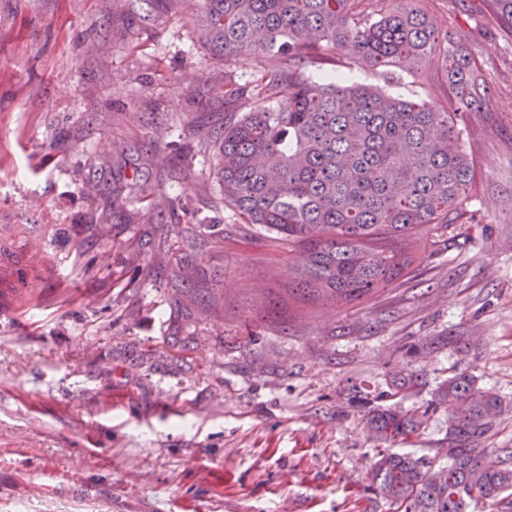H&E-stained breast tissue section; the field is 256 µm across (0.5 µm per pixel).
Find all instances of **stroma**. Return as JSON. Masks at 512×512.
<instances>
[{"mask_svg":"<svg viewBox=\"0 0 512 512\" xmlns=\"http://www.w3.org/2000/svg\"><path fill=\"white\" fill-rule=\"evenodd\" d=\"M482 64L496 100L465 118L475 161L471 214L452 238L397 283L360 305L295 293L299 251L212 210L220 185L210 165L171 182L204 217L196 279L219 304L183 318L171 273L153 268L148 213L97 240L85 182L112 183L99 152H137L154 140L184 151L182 127L207 111L194 88L223 75L252 82L268 59L224 60L200 42L171 0L140 14L130 0H0V229L43 242L56 271L17 313L0 312V512H389L368 487L378 444L365 396L427 409L410 453L448 445V413L428 410L438 390L468 373L512 404V34L485 0H430ZM108 39L99 67L83 47ZM452 107L437 62L400 82L337 52L324 72ZM191 105L170 108L172 98ZM105 112L89 122L86 105ZM111 267H102V252ZM139 256L146 280H128ZM194 337L180 362L140 361L173 330ZM460 337L441 345L439 337ZM413 371L416 390L391 396Z\"/></svg>","mask_w":512,"mask_h":512,"instance_id":"obj_1","label":"stroma"}]
</instances>
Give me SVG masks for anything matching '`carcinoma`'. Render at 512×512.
I'll list each match as a JSON object with an SVG mask.
<instances>
[{
	"instance_id": "obj_1",
	"label": "carcinoma",
	"mask_w": 512,
	"mask_h": 512,
	"mask_svg": "<svg viewBox=\"0 0 512 512\" xmlns=\"http://www.w3.org/2000/svg\"><path fill=\"white\" fill-rule=\"evenodd\" d=\"M198 22L199 40L226 59L262 53L275 60L255 85H240L224 99V125L211 132L193 123L186 137L217 148L221 198L250 224L275 233L302 256L298 290L350 305L407 274L412 239L434 246L466 214L476 178L462 144L469 112L488 109L492 92L463 39L442 31L423 0H379L375 16L364 0H176ZM512 31V0H486ZM343 49L389 82L394 69L442 58L456 107L394 96L342 79L318 83L311 71ZM245 112H239V106ZM101 157L118 169L112 199L97 223L99 239L134 223L135 199L147 192L153 171L171 164L168 147L144 145L136 162L114 144ZM148 210L168 238L182 220L206 229L179 199L153 192ZM174 270L175 302L186 316L218 302L212 288L192 286L187 257L174 245L152 254V265ZM432 406L448 410V464L438 457L397 453L390 446L420 435L418 411L373 408L368 425L382 449L372 483L392 512H471L491 503L512 512V454L483 446L512 405L475 386L469 374L443 385Z\"/></svg>"
}]
</instances>
